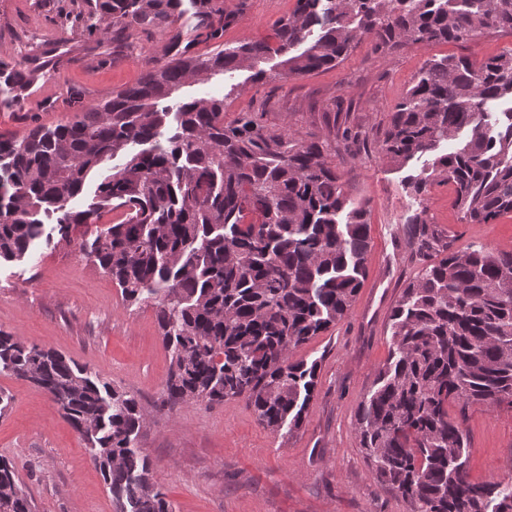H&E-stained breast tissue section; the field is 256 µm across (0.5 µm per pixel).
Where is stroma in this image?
Segmentation results:
<instances>
[{"label": "stroma", "mask_w": 512, "mask_h": 512, "mask_svg": "<svg viewBox=\"0 0 512 512\" xmlns=\"http://www.w3.org/2000/svg\"><path fill=\"white\" fill-rule=\"evenodd\" d=\"M226 5L237 13L223 38L232 47L270 38L295 0ZM71 11L72 0H0V62L13 65L50 47L70 56L39 79L20 106L0 107V136L67 121L70 97L86 105L107 99L135 84L148 58L162 54L164 35L148 30L133 32L131 49L121 55L85 52L88 35ZM511 47L512 35L495 33L463 45L408 43L389 54L374 52L365 40L332 69L287 76L272 57L264 64L268 79L240 70L184 88L187 96L223 97L227 117L256 111L265 125H290L301 138L326 139L337 124L359 134L337 141L331 160L349 197L367 206V273L350 313L291 353L320 363L317 392L298 432L270 431L242 397L215 405L164 403L170 356L155 307L128 304L79 251L83 227L73 229L71 242L41 241L24 259L0 262V330L89 365L138 397L146 414L138 446L151 458L153 480L174 512H407L401 496L377 481L355 432L357 409L388 358L390 312L423 265L476 245L512 251V216L465 223L445 184L408 196L403 183L423 160L397 167L379 153V140L426 59L448 54L480 61ZM422 210L435 236L424 252L407 234L408 219ZM1 394L7 406L0 413V457L15 467L33 512H116L84 441L50 396L6 373ZM448 413L469 437L473 480L492 482L512 472V407L454 403Z\"/></svg>", "instance_id": "obj_1"}]
</instances>
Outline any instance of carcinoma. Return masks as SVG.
<instances>
[{
	"mask_svg": "<svg viewBox=\"0 0 512 512\" xmlns=\"http://www.w3.org/2000/svg\"><path fill=\"white\" fill-rule=\"evenodd\" d=\"M189 16L192 25L183 27ZM90 35L131 47L126 32L166 33L133 85L74 116L21 138L0 139V260L28 256L54 224L69 241L104 210L121 219L80 247L125 301L156 302L170 354L165 401L222 403L244 397L265 427L298 431L318 384V362L290 351L350 311L366 275L367 210L352 201L329 161L336 146L273 130L256 112L224 120V98L165 102L192 83L282 56L289 75L329 69L364 39L391 52L404 43L466 44L512 34V0H296L277 19L273 41L218 42L236 20L224 0H83ZM0 63V106H19L46 66ZM392 164L427 153L407 176L420 196L444 182L469 224L512 214V48L479 64L428 59L394 106L379 144ZM80 208L73 206L112 159ZM421 247L434 242L416 214ZM390 351L362 401L356 431L376 479L408 512H512V474L474 482L469 443L448 405L512 407V251L473 246L422 267L393 308ZM0 373L47 392L87 444L118 512H173L138 448V398L61 353L0 331ZM0 512H33L14 466L0 458Z\"/></svg>",
	"mask_w": 512,
	"mask_h": 512,
	"instance_id": "carcinoma-1",
	"label": "carcinoma"
}]
</instances>
